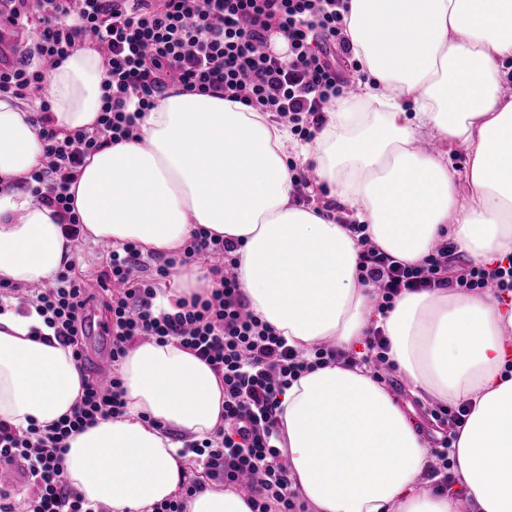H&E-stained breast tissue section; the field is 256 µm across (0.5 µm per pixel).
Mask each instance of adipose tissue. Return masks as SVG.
Listing matches in <instances>:
<instances>
[{
    "label": "adipose tissue",
    "mask_w": 512,
    "mask_h": 512,
    "mask_svg": "<svg viewBox=\"0 0 512 512\" xmlns=\"http://www.w3.org/2000/svg\"><path fill=\"white\" fill-rule=\"evenodd\" d=\"M347 34L367 75L361 111L339 99L315 146L299 147L319 183L408 264L453 241L471 263L512 258V0H350ZM104 61L75 51L47 88L55 128L93 126ZM33 114L0 99V281L48 285L75 245L21 186L46 162ZM431 140L432 151L419 150ZM293 137L270 113L174 87L134 138L107 146L70 191L93 242L169 254L194 230L238 240L237 276L251 309L306 349L342 350L379 326L388 359L415 395L470 408L453 444L464 498L423 488L428 442L369 366L331 364L288 386L278 448L314 512H512V291L408 293L379 311L360 283L361 245L347 226L292 204ZM468 152L461 195L450 148ZM37 313H0V419L24 428L71 414L85 378L69 348L34 338ZM125 413L72 434L69 485L89 507L152 512L183 479L182 443L224 425V388L177 343H144L121 366ZM186 512H253L238 490L208 484Z\"/></svg>",
    "instance_id": "adipose-tissue-1"
}]
</instances>
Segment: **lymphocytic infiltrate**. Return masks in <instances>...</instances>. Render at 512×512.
<instances>
[{
    "instance_id": "obj_1",
    "label": "lymphocytic infiltrate",
    "mask_w": 512,
    "mask_h": 512,
    "mask_svg": "<svg viewBox=\"0 0 512 512\" xmlns=\"http://www.w3.org/2000/svg\"><path fill=\"white\" fill-rule=\"evenodd\" d=\"M348 0H0V17L33 32L24 65L0 70V96L35 98L47 72L76 49L94 44L104 59L100 113L92 129L53 125L48 101L39 105V135L49 159L24 178L53 208L63 233L79 239L83 227L69 189L87 157L133 138L145 112L171 85L189 93H221L314 141L336 99L348 96L346 62L353 47L345 35ZM359 278L372 286L380 307L406 293L436 288L512 290V266L457 267L454 243H440L423 264L409 266L362 240ZM237 243L200 229L163 263L145 261L125 243L107 253L91 293L84 278L60 272L54 283L15 297L0 286V306L16 298L34 308L54 338L83 361V314L90 303L112 325L113 366L141 342L177 341L210 366L224 385V427L214 438L191 442L211 479L238 486L250 478L254 512H305L291 472L276 446L280 400L291 381L314 368L387 364L388 342L374 327L363 357L321 344L303 352L290 346L249 307L236 274ZM210 261L213 287L163 307L160 282L170 269ZM118 374L108 388L85 384L70 416L50 425L18 428L0 420V467L22 465L25 491L0 485V512H85L65 477L69 436L87 424L123 415Z\"/></svg>"
}]
</instances>
